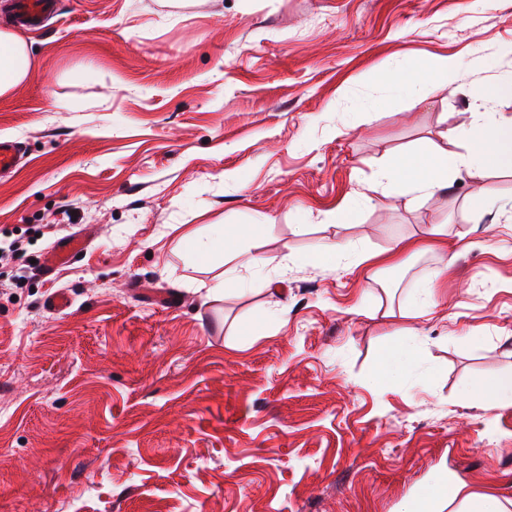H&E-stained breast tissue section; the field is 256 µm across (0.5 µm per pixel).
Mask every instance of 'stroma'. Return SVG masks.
Masks as SVG:
<instances>
[{"mask_svg": "<svg viewBox=\"0 0 512 512\" xmlns=\"http://www.w3.org/2000/svg\"><path fill=\"white\" fill-rule=\"evenodd\" d=\"M23 32L30 75L0 97L23 155L0 174L22 243L0 260V512H400L448 475L512 501V407L460 394L512 370V171L354 202L512 72L484 64L512 0H59ZM440 55L469 65L421 103L384 81ZM438 222L455 261L427 320L405 311L436 255L312 260ZM227 225L287 268L233 273L180 241ZM70 235L86 253L43 276ZM405 340L414 367L380 377ZM312 257L317 263L323 265H334L339 258H362V253L353 241L333 242L321 244Z\"/></svg>", "mask_w": 512, "mask_h": 512, "instance_id": "1", "label": "stroma"}]
</instances>
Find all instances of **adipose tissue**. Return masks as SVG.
I'll return each instance as SVG.
<instances>
[{
  "instance_id": "obj_1",
  "label": "adipose tissue",
  "mask_w": 512,
  "mask_h": 512,
  "mask_svg": "<svg viewBox=\"0 0 512 512\" xmlns=\"http://www.w3.org/2000/svg\"><path fill=\"white\" fill-rule=\"evenodd\" d=\"M464 65L461 59L436 56L418 65L400 66L386 80L402 85L415 98L426 79L452 76ZM30 68L26 38L17 32L0 31V97L25 82ZM444 138L445 145L437 146L430 156L404 154L383 164L360 192V201L369 203L372 193L381 190L431 196L447 187L449 177L460 171L480 176L492 165L512 169V117L478 110L472 112L467 127L447 132ZM239 238L237 230L228 228L205 241L187 237L186 243L200 256L215 249L230 251L242 267L251 270L287 265V258H271L239 247ZM402 512H506V507L496 495L480 490L468 480L439 478L421 499L407 502Z\"/></svg>"
}]
</instances>
